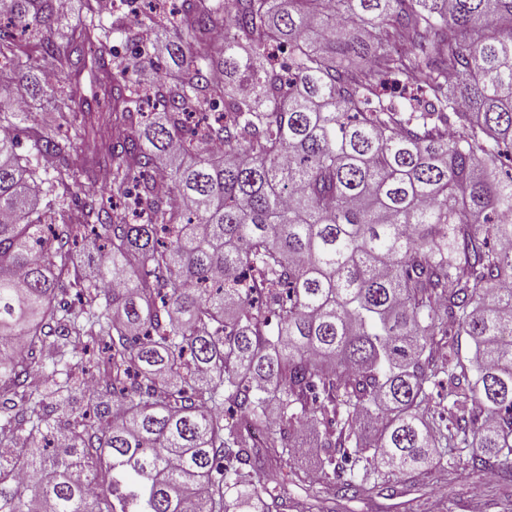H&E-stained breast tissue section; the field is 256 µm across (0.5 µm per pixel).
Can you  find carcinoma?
<instances>
[{
	"mask_svg": "<svg viewBox=\"0 0 512 512\" xmlns=\"http://www.w3.org/2000/svg\"><path fill=\"white\" fill-rule=\"evenodd\" d=\"M5 13L0 70L58 80L39 117L0 96V512H338L462 456L512 512V0ZM133 25L176 70L120 58ZM91 342L110 370L61 432L27 377L77 397Z\"/></svg>",
	"mask_w": 512,
	"mask_h": 512,
	"instance_id": "obj_1",
	"label": "carcinoma"
}]
</instances>
